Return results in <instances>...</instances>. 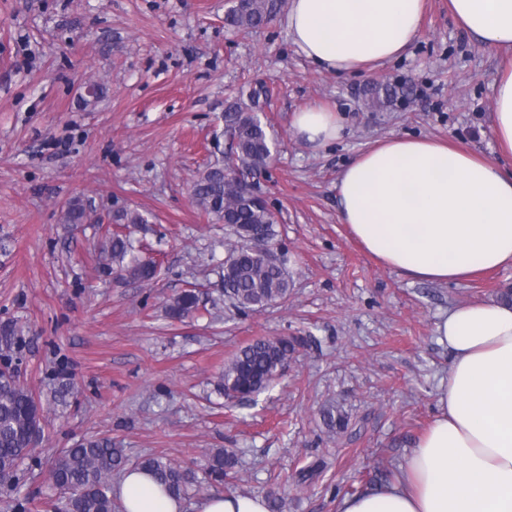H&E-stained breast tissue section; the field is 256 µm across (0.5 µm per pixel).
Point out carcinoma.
Listing matches in <instances>:
<instances>
[{"label":"carcinoma","mask_w":512,"mask_h":512,"mask_svg":"<svg viewBox=\"0 0 512 512\" xmlns=\"http://www.w3.org/2000/svg\"><path fill=\"white\" fill-rule=\"evenodd\" d=\"M282 0H230L224 25L237 32H250L273 20ZM256 101L234 103L224 113V126L231 136L230 159L211 164L193 181L191 198L206 214L224 223L228 236L222 285L224 300L241 313L255 312L288 298L292 281L288 252L271 260L272 243L278 235L275 213L256 201L248 190L250 175L270 162L274 140L266 123L255 112ZM90 220L78 200L68 203L64 223ZM110 223L127 227L146 224L147 217L135 209H117ZM105 268L139 281H149L157 266L135 253L130 238L119 232L104 237L98 246ZM199 311L192 289L181 292L169 305V316L183 320ZM302 338L283 336L257 338L241 347L224 364L218 385L229 400L241 401L265 390L282 374ZM39 407L33 394L17 383L6 369L0 370V482L8 483L19 463L31 453V432L39 424ZM238 463L237 454L219 450L210 456L206 474L222 481ZM126 465L124 451L109 439L82 441L59 451L51 469L54 486L65 494L71 512H115L112 476ZM136 467L150 472L169 494L179 499L195 481L192 469L162 456L142 458Z\"/></svg>","instance_id":"obj_1"}]
</instances>
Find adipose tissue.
I'll return each mask as SVG.
<instances>
[{
	"instance_id": "1",
	"label": "adipose tissue",
	"mask_w": 512,
	"mask_h": 512,
	"mask_svg": "<svg viewBox=\"0 0 512 512\" xmlns=\"http://www.w3.org/2000/svg\"><path fill=\"white\" fill-rule=\"evenodd\" d=\"M424 0H290L288 34L320 69L361 74L399 58L420 34ZM454 19L512 54V0H448ZM298 137L321 147L342 135L340 113H294ZM492 132L512 155V63L494 84ZM341 221L383 266L411 278L461 283L512 266V172L494 159L431 138L393 136L338 173ZM450 354L436 414L395 480L344 497L338 512H512V303L475 300L440 314ZM125 512H182L147 472L114 486Z\"/></svg>"
}]
</instances>
